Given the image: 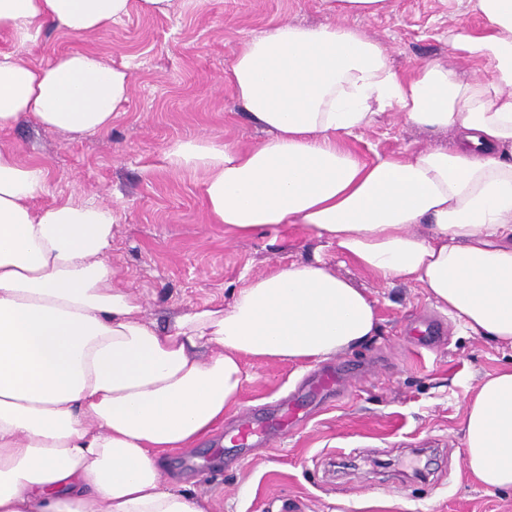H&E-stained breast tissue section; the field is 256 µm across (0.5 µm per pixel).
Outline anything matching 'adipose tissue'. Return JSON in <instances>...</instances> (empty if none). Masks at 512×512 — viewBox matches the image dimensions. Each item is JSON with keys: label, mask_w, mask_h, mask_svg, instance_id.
I'll return each instance as SVG.
<instances>
[{"label": "adipose tissue", "mask_w": 512, "mask_h": 512, "mask_svg": "<svg viewBox=\"0 0 512 512\" xmlns=\"http://www.w3.org/2000/svg\"><path fill=\"white\" fill-rule=\"evenodd\" d=\"M173 0H0V131L27 117L70 134L107 131L129 99L127 67L91 50L33 65L44 26L102 32L133 5ZM481 32L448 31L464 78L439 61L394 69L385 48L343 24H277L227 69L237 103L268 131L242 147L180 141L171 168L198 173L209 223L235 237L305 225L376 279L418 284L470 334L512 345V0H475ZM386 112L452 146L366 161L344 136ZM46 173L0 145V512H210L167 483L162 464L239 404L252 357L295 363L349 351L378 330L377 307L320 256L248 278L228 306L159 329L116 287L110 207L42 203ZM471 474L512 489V368L467 402Z\"/></svg>", "instance_id": "1"}]
</instances>
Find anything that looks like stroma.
<instances>
[{"instance_id":"35a3bbf8","label":"stroma","mask_w":512,"mask_h":512,"mask_svg":"<svg viewBox=\"0 0 512 512\" xmlns=\"http://www.w3.org/2000/svg\"><path fill=\"white\" fill-rule=\"evenodd\" d=\"M473 4L395 0L394 9L354 24L406 70L450 61L449 27L484 26ZM335 20L320 0H175L169 15L135 9L94 35L45 29L28 61L93 50L128 66L131 95L109 132L72 136L29 118L1 131L0 144L16 146L22 161L47 169L44 202L74 197L112 208L114 284L141 294L145 318L158 326L197 306L230 304L243 275L260 276L316 255L376 302L377 334L351 351L303 365L244 359L249 380L239 407L196 447L171 453L166 480L207 496L211 512H512V490L484 487L469 473L460 431L466 401L483 378L512 365V346L464 334L450 323L445 346L416 350L409 330L436 310L423 288L378 281L302 224L275 237L226 239L223 225L207 221L199 174L172 170L164 158L178 140L248 147L265 138L235 101L225 67L251 35L275 24ZM345 142L369 159L447 146L452 139L419 132L387 112ZM373 356L386 368L366 382L344 376L335 395L301 387L315 372L358 368ZM291 395L303 421L263 449L228 452V438L243 419L268 418L271 406Z\"/></svg>"}]
</instances>
